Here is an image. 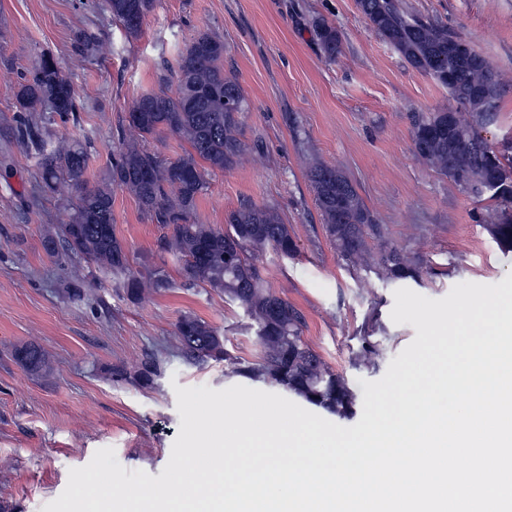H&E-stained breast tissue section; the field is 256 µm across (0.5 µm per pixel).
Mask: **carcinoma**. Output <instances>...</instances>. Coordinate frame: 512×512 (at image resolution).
<instances>
[{
    "label": "carcinoma",
    "instance_id": "carcinoma-1",
    "mask_svg": "<svg viewBox=\"0 0 512 512\" xmlns=\"http://www.w3.org/2000/svg\"><path fill=\"white\" fill-rule=\"evenodd\" d=\"M102 2L131 37L140 34L155 7V0ZM357 5L369 25L407 63L448 90L454 107L413 115L414 151L469 197L493 202L497 223L491 225L492 231L512 248V155L494 150L477 132L493 118L500 90L497 72L470 42L411 14L403 0H357ZM315 26L325 57L336 59L341 52L338 32L322 20ZM176 77L175 95L164 90L142 94L130 108L137 118L128 124L143 138L177 134L191 152L166 162L155 152L129 144L112 163L107 181L92 187L83 181L86 144L48 141L36 124L26 119L17 122L13 139L23 149L38 152L45 187L55 192L66 183L78 189L67 222L47 236L45 249L50 253L61 249L123 275L127 296L138 299L142 281L127 274L126 253L112 228V187L129 189L155 223L171 230L160 248L182 261L183 285L204 283L245 308L263 352L257 366L242 367L224 349V336L217 329L184 315L177 326L184 356L195 363L222 358L235 374L261 377L331 415L349 416L353 392L303 343V315L265 284L258 253L270 247L291 257L298 251L278 210L268 204H242L227 213L222 230L191 222L197 200L206 190V174L234 165L244 151L238 134L248 102L236 79L224 73V42L207 32L198 34L178 52ZM16 100L23 112H36L43 105L61 115L75 111L72 84L49 55L40 56L22 74ZM200 160L207 167L199 166ZM488 175L498 179L497 189H482ZM309 180L325 231L341 256L350 260L364 251L366 238L383 237V225L342 170L317 166L310 170ZM371 264L391 280L416 275L415 261L397 247L371 257ZM16 358L35 374L50 370L45 353L35 345L18 349Z\"/></svg>",
    "mask_w": 512,
    "mask_h": 512
}]
</instances>
